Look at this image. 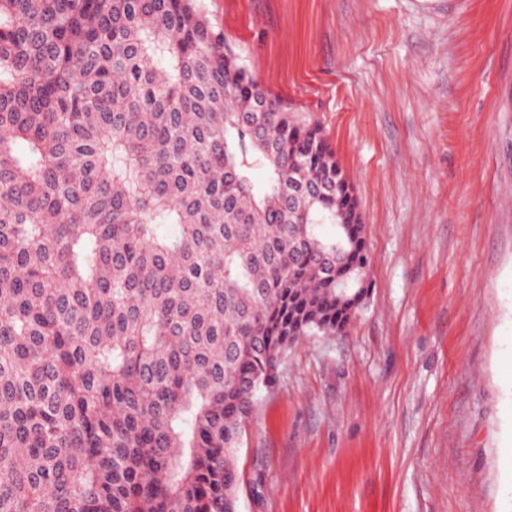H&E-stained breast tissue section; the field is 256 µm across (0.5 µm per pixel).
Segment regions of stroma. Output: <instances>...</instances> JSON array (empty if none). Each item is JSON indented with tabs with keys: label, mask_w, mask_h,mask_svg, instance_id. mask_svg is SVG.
<instances>
[{
	"label": "stroma",
	"mask_w": 512,
	"mask_h": 512,
	"mask_svg": "<svg viewBox=\"0 0 512 512\" xmlns=\"http://www.w3.org/2000/svg\"><path fill=\"white\" fill-rule=\"evenodd\" d=\"M199 4L321 125L371 256L260 391L237 512H512V0Z\"/></svg>",
	"instance_id": "35a3bbf8"
}]
</instances>
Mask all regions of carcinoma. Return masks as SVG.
Masks as SVG:
<instances>
[{"mask_svg": "<svg viewBox=\"0 0 512 512\" xmlns=\"http://www.w3.org/2000/svg\"><path fill=\"white\" fill-rule=\"evenodd\" d=\"M368 267L320 125L198 0H0V512H231L261 388Z\"/></svg>", "mask_w": 512, "mask_h": 512, "instance_id": "1", "label": "carcinoma"}]
</instances>
